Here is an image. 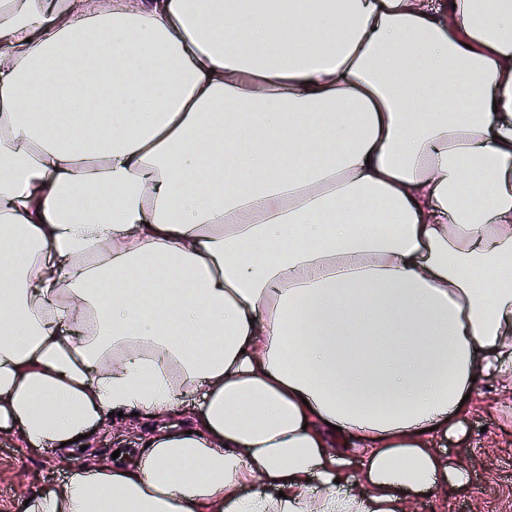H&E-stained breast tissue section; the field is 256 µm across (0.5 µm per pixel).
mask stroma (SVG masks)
Returning a JSON list of instances; mask_svg holds the SVG:
<instances>
[{
	"instance_id": "obj_1",
	"label": "stroma",
	"mask_w": 512,
	"mask_h": 512,
	"mask_svg": "<svg viewBox=\"0 0 512 512\" xmlns=\"http://www.w3.org/2000/svg\"><path fill=\"white\" fill-rule=\"evenodd\" d=\"M465 433L439 445L443 456L461 459L470 470L467 487H449L446 498H420L413 512H512V393L484 381L465 401ZM155 420L116 417L90 437L85 450H39L17 433H0V512H18L22 502L64 481L88 459L111 462L118 448L133 450L137 433Z\"/></svg>"
}]
</instances>
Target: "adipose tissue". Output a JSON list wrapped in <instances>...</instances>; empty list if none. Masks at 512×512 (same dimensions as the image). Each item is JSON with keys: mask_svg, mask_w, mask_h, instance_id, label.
I'll return each mask as SVG.
<instances>
[{"mask_svg": "<svg viewBox=\"0 0 512 512\" xmlns=\"http://www.w3.org/2000/svg\"><path fill=\"white\" fill-rule=\"evenodd\" d=\"M301 2L0 0V431L204 400L21 512L468 484L436 444L512 383V0Z\"/></svg>", "mask_w": 512, "mask_h": 512, "instance_id": "adipose-tissue-1", "label": "adipose tissue"}]
</instances>
